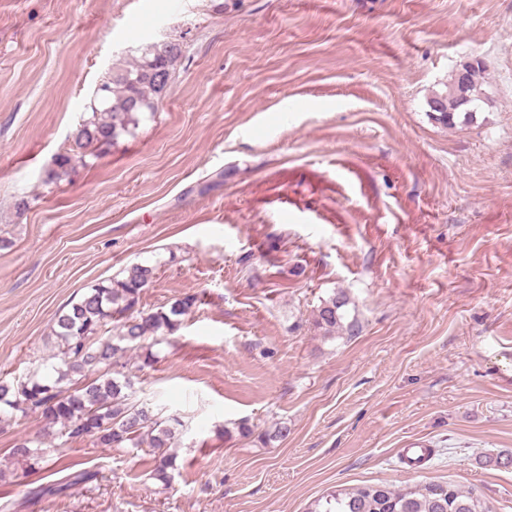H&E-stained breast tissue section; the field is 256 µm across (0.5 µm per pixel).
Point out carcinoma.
Here are the masks:
<instances>
[{"instance_id": "1", "label": "carcinoma", "mask_w": 512, "mask_h": 512, "mask_svg": "<svg viewBox=\"0 0 512 512\" xmlns=\"http://www.w3.org/2000/svg\"><path fill=\"white\" fill-rule=\"evenodd\" d=\"M184 56L182 43L162 40L137 47L131 60L113 66L96 87L90 111L70 136L69 146L55 157L45 183L55 182L76 165H88L131 133L141 115L157 112ZM483 80L484 65L479 60L469 72V104L461 106L451 81L446 93L432 97L442 104L432 118L452 127L457 117L476 111ZM153 275L154 267L135 264L120 277L90 286L56 319L58 362H46L41 369L0 384V405L22 417L39 415L46 421V434L60 440L48 447L39 439L21 440L10 449L16 463L33 470L66 444L91 438L115 450L149 449L153 478L169 479V470L175 466L171 449L177 447L183 422L135 401L131 374L153 365V346L180 328L196 307L197 297L187 294L167 309L146 314L139 304ZM348 304L342 292L321 301L313 317L315 329L325 336L340 331L356 335L357 321L345 322ZM116 316L122 322L114 335L104 327ZM309 512H493V506L450 482H425L409 489L379 484L336 489L315 500Z\"/></svg>"}]
</instances>
